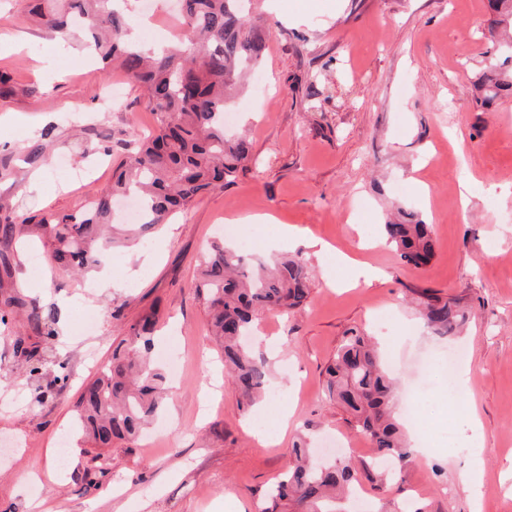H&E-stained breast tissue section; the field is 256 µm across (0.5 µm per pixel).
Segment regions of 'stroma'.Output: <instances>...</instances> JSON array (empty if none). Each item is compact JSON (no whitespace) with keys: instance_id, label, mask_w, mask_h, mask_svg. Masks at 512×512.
<instances>
[{"instance_id":"35a3bbf8","label":"stroma","mask_w":512,"mask_h":512,"mask_svg":"<svg viewBox=\"0 0 512 512\" xmlns=\"http://www.w3.org/2000/svg\"><path fill=\"white\" fill-rule=\"evenodd\" d=\"M27 7L28 0H0V41L21 45L0 52V71L14 78L12 95L0 98V162L12 171L0 181V208L27 221L24 244L0 267V304L20 293L53 308L59 338L46 339L13 310L0 324V512H32L39 501L57 512H262L288 467L284 450L302 432L315 450L371 462L370 441L326 390L325 368L355 327L375 337L400 393L432 432L398 480L362 481L365 499L409 512H512V96L479 103L477 77L493 50L487 0H264V85L236 97L227 128L247 132L252 164L145 243L114 248L106 288L97 287V274L51 262L38 222L78 211L108 188L132 136L155 132L157 116L141 88L89 55L82 29L60 36L28 20ZM109 84L117 97L108 103ZM42 142L43 162L17 161L19 147ZM71 165L91 177L70 181ZM400 208L433 227L426 267L401 263L384 243L383 225ZM264 213L275 223H249ZM229 218L254 241L253 257L300 251L313 266L303 306L286 319L263 313L251 329L252 347L272 368L265 408L241 409L195 291L199 257L219 243L216 227ZM283 224L303 238L281 240ZM315 241L336 255L315 252ZM340 253L371 266L376 278L364 283L336 267ZM331 265L332 285L324 277ZM424 288L471 311L453 340L469 370L457 396L429 363L451 340L423 327L415 298ZM148 314L158 319L155 347L181 353L180 377L169 381L157 418L166 433L113 443L91 462L73 406ZM26 350L69 360L67 384L40 405L17 368ZM282 387L290 410L283 435L273 410ZM340 437L353 453L337 447ZM64 439L71 455L63 466ZM464 470L477 477L476 495L460 488Z\"/></svg>"}]
</instances>
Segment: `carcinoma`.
Here are the masks:
<instances>
[{"label":"carcinoma","instance_id":"cac0c4a2","mask_svg":"<svg viewBox=\"0 0 512 512\" xmlns=\"http://www.w3.org/2000/svg\"><path fill=\"white\" fill-rule=\"evenodd\" d=\"M121 0H36L33 15L58 33L75 19L94 31L96 51L105 68H120L144 88L158 129L148 140H133L117 165L109 190L84 210L39 220L45 246L54 261L80 274L102 264L110 251L135 243L187 209L208 190L235 183L251 156L250 141L224 132V108L241 89L251 68L260 65L268 39L265 27L252 19L243 0H182L180 20L186 38L173 51L150 55L124 39L128 19ZM499 13L496 24L512 25V0H491ZM482 102L489 106L512 94V81L486 70L480 77ZM139 199L143 219L116 224L115 201ZM0 256L7 257L16 234L25 224L4 217ZM387 244L399 259L421 268L434 252L432 225L402 211L384 225ZM196 291L210 317L211 336L224 354V370L250 407L264 398L268 382L266 358L242 344L253 319L275 311L286 317L304 304L310 291V263L301 255H284L271 262H249L230 247L213 246L200 259ZM420 317L438 336L457 335L468 319L461 300L423 291ZM154 319L132 327L124 350L116 349L101 375L80 394L75 414L79 429L95 449L112 447L113 440L134 439L162 408L165 376L149 359L154 346ZM329 397L339 402L377 451L390 457L396 473L412 451L405 422L396 413L395 380L385 369L371 337L348 330L326 368ZM289 467L269 493L266 512H336L338 493L353 492L360 478L370 476L365 464L351 459L317 463L309 456L306 437L286 449Z\"/></svg>","mask_w":512,"mask_h":512}]
</instances>
